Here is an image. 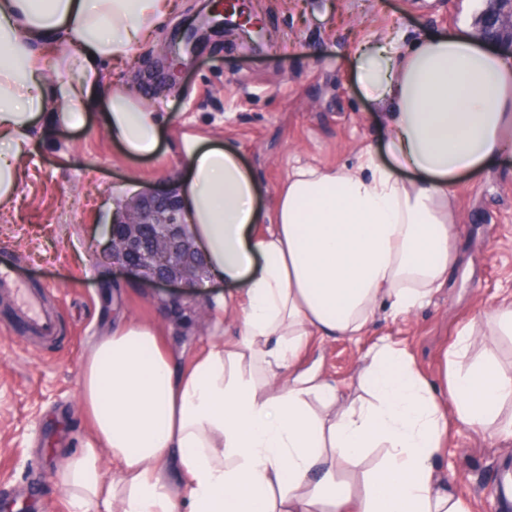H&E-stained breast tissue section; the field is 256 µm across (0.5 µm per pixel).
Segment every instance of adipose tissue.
Returning a JSON list of instances; mask_svg holds the SVG:
<instances>
[{"mask_svg":"<svg viewBox=\"0 0 512 512\" xmlns=\"http://www.w3.org/2000/svg\"><path fill=\"white\" fill-rule=\"evenodd\" d=\"M173 0H0V207L10 205L38 128L83 127L107 63L128 58ZM57 44L53 85L44 46ZM360 83L379 109L387 160L294 164L273 212L232 144L186 131L179 187L220 308L237 333L181 364L159 328L117 323L88 353L80 390L92 440L60 483L75 512H470L433 461L447 414L512 439V367L482 348L485 323L512 335V302L465 326L431 383L406 350L378 339L360 395L341 401L295 367L309 337L359 339L378 309L429 305L455 260L458 177L512 154V57L469 35L372 45ZM132 158L152 157L166 120L121 86L100 115ZM382 456L365 469V452ZM110 457L114 469L104 473ZM182 475L171 484L168 471Z\"/></svg>","mask_w":512,"mask_h":512,"instance_id":"1","label":"adipose tissue"}]
</instances>
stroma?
Masks as SVG:
<instances>
[{"mask_svg":"<svg viewBox=\"0 0 512 512\" xmlns=\"http://www.w3.org/2000/svg\"><path fill=\"white\" fill-rule=\"evenodd\" d=\"M264 40L251 48L233 33L199 37L190 61L170 75L163 48L191 28L202 0H176L173 12L128 61L107 64L87 124L34 136L25 175L0 212V257L17 278L40 286L58 311L61 334L46 343L0 298V507L35 498L42 512H72L58 480L67 455L91 435L80 406L84 359L113 324L127 318L160 327L176 351L193 355L224 333L216 298L182 288L168 311L163 290L101 259L106 233L140 193H170L186 165L174 143L185 129L212 143L233 142L264 183L273 208L295 159L352 166L383 149L381 115L359 84L357 47L389 35H457L473 30L487 0H251ZM121 85L167 117L156 156H126L99 121L103 93ZM459 259L433 302L397 319L378 313L361 342L311 337L298 365L318 369L340 393H358L360 357L378 337L408 349L417 369L439 382L444 352L474 317L512 295V156L460 176L452 195ZM448 490L472 512H505L490 493L512 474V444L493 431L451 427L436 461Z\"/></svg>","mask_w":512,"mask_h":512,"instance_id":"1","label":"stroma"}]
</instances>
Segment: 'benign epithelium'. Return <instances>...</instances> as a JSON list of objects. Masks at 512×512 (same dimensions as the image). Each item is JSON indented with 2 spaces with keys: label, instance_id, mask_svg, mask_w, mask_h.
Segmentation results:
<instances>
[{
  "label": "benign epithelium",
  "instance_id": "obj_1",
  "mask_svg": "<svg viewBox=\"0 0 512 512\" xmlns=\"http://www.w3.org/2000/svg\"><path fill=\"white\" fill-rule=\"evenodd\" d=\"M493 6L481 13L476 21V35L512 53V0H492ZM237 32L249 39L256 28L232 20L225 15L221 25H212L209 31ZM106 252L112 265L144 277L157 286H171L191 282L203 287L198 277L202 269V255L185 233L182 210L171 196H145L125 217L110 227Z\"/></svg>",
  "mask_w": 512,
  "mask_h": 512
}]
</instances>
